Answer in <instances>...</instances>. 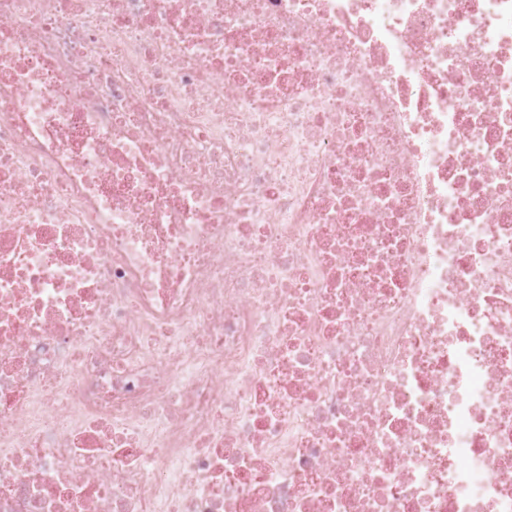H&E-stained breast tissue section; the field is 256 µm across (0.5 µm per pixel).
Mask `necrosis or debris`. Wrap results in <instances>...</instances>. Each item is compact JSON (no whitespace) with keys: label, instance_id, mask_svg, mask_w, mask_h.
I'll list each match as a JSON object with an SVG mask.
<instances>
[{"label":"necrosis or debris","instance_id":"necrosis-or-debris-1","mask_svg":"<svg viewBox=\"0 0 512 512\" xmlns=\"http://www.w3.org/2000/svg\"><path fill=\"white\" fill-rule=\"evenodd\" d=\"M0 512H512V0H0Z\"/></svg>","mask_w":512,"mask_h":512}]
</instances>
